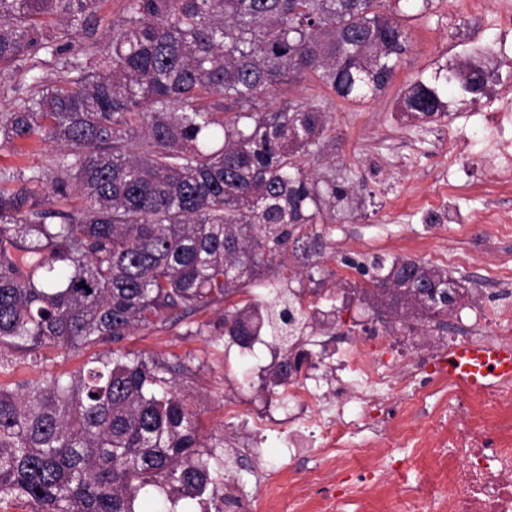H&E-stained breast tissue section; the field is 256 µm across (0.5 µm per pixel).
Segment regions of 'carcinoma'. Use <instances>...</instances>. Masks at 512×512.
<instances>
[{"label":"carcinoma","mask_w":512,"mask_h":512,"mask_svg":"<svg viewBox=\"0 0 512 512\" xmlns=\"http://www.w3.org/2000/svg\"><path fill=\"white\" fill-rule=\"evenodd\" d=\"M401 0H128L111 40L0 112L6 143L43 136L86 205L54 209L27 188L43 175L0 171V350L38 366L49 346L85 348L225 302L289 247L309 258L305 229L335 218L346 196L304 157L331 144L327 113L262 99L316 76L339 97L384 90L409 44ZM98 0H0V73L26 75L41 52L95 30ZM460 64L405 89L411 120L447 116L445 90L467 92ZM372 285L438 292L419 313L443 326L462 285L412 259L370 263ZM311 318L300 292L224 310L245 347L273 333L284 357L274 385L297 377L293 352ZM171 368L131 351L98 354L63 380L0 385V499L30 512H138L143 495L217 496L224 471L201 450L196 410Z\"/></svg>","instance_id":"1"}]
</instances>
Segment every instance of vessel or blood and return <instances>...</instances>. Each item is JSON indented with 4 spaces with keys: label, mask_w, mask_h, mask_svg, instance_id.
Segmentation results:
<instances>
[{
    "label": "vessel or blood",
    "mask_w": 512,
    "mask_h": 512,
    "mask_svg": "<svg viewBox=\"0 0 512 512\" xmlns=\"http://www.w3.org/2000/svg\"><path fill=\"white\" fill-rule=\"evenodd\" d=\"M448 375L482 391L512 379V347L462 345L448 356Z\"/></svg>",
    "instance_id": "1"
}]
</instances>
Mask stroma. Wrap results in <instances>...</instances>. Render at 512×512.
Returning <instances> with one entry per match:
<instances>
[{
	"label": "stroma",
	"mask_w": 512,
	"mask_h": 512,
	"mask_svg": "<svg viewBox=\"0 0 512 512\" xmlns=\"http://www.w3.org/2000/svg\"><path fill=\"white\" fill-rule=\"evenodd\" d=\"M127 0H100L98 25L93 34L75 33L60 54H42L34 77L18 80L0 76V108L12 109L31 93L34 78L50 84L60 76L61 64L68 58L83 57L94 44L105 45L113 22L125 14ZM489 23L473 20L456 0H435L432 9L413 20L410 49L403 55L393 81L375 96L348 101L323 86L317 78L285 86L265 98L267 108L300 100L328 112L336 137V157L315 154L306 166L317 176H335L347 190L336 205V220L317 224L323 249L317 261L326 277L323 284L310 283L302 265L292 254H285L280 270L269 269L232 296L238 303L267 300L270 289L283 286L301 291L304 305L334 309L336 338L340 345L359 341L368 329L390 327L396 335H425L433 329L429 318L398 319L376 311L373 299L362 296L368 277L364 265L373 257L413 259L434 264L437 255L448 248L465 249L473 265L465 270L449 269V276L463 281L467 293L449 314L448 335H455L461 318L467 317L485 284L482 269L498 263L512 265V235H497L493 226L476 223V214L495 210L512 225V192L494 190L497 172L493 158L478 135L479 118L470 112H452L430 123L409 120L398 110V101L411 81L429 80L441 68L461 59L471 35L488 31ZM62 153L56 143L35 137L0 147V169H40L45 179L38 184L41 193L51 196L53 207L80 206L76 192L66 198L51 195ZM454 206L464 218L460 224H431L428 209ZM223 304L215 303L193 314H169L166 322L146 329L132 330L117 346L166 363L187 364L191 373L180 386L192 407L199 411L203 436L214 449L211 463L223 465L222 440L237 434L241 425L225 416V402H235L246 411L263 404L282 406L287 386L268 388L260 371L272 368L282 358L278 347L256 346L254 355L244 356L229 337L220 333ZM112 342L82 349L47 347L41 352L37 369H30L21 353H13L10 372L0 375V384L14 383L37 373L51 378L82 367L99 352L111 350ZM282 430L254 438L258 456L251 469L228 470L227 483L235 485L239 497L252 512H295L288 497L269 501L259 496L255 481L262 473L274 472L280 482L288 480V459L284 456Z\"/></svg>",
	"instance_id": "35a3bbf8"
}]
</instances>
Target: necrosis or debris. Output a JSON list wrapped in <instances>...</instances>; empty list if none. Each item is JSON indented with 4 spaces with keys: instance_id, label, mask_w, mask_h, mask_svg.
Instances as JSON below:
<instances>
[{
    "instance_id": "necrosis-or-debris-1",
    "label": "necrosis or debris",
    "mask_w": 512,
    "mask_h": 512,
    "mask_svg": "<svg viewBox=\"0 0 512 512\" xmlns=\"http://www.w3.org/2000/svg\"><path fill=\"white\" fill-rule=\"evenodd\" d=\"M460 3L469 16L492 19L494 39L476 46L471 62H482L487 56L512 62V6L494 9L490 0ZM480 132L497 162L499 187L511 189L512 102L499 100ZM487 276L501 287L499 304L476 313L474 323L464 326L460 335L436 337V349L512 342V267L495 265ZM339 362L350 373L340 395L328 396L304 382L289 389L287 398L295 407L285 440L289 457L322 449L326 471L339 476L346 495L393 485V496L383 498L377 512H512V381L494 391L476 393L438 371L435 379L447 387L448 400L442 408L431 409L417 379L432 360L408 350L397 336L371 332ZM394 392L410 417L395 439L417 449L428 461L412 485L396 482L400 469L391 463L392 452L384 439H377L375 449L369 450L350 447L347 438L353 424L348 409L370 411ZM358 469L365 471V479L348 483L347 473Z\"/></svg>"
}]
</instances>
